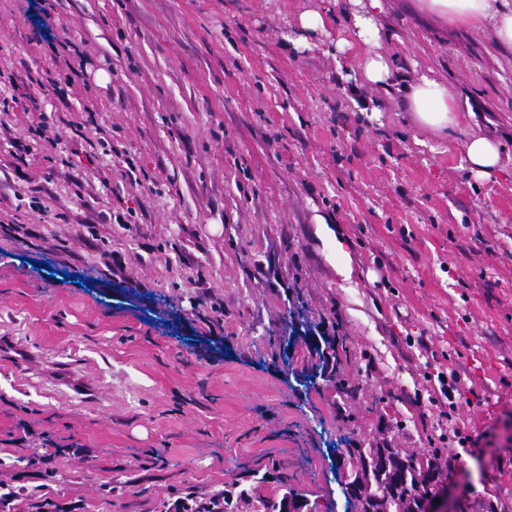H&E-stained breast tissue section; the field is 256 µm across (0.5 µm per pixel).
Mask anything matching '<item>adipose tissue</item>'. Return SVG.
<instances>
[{"label":"adipose tissue","mask_w":512,"mask_h":512,"mask_svg":"<svg viewBox=\"0 0 512 512\" xmlns=\"http://www.w3.org/2000/svg\"><path fill=\"white\" fill-rule=\"evenodd\" d=\"M351 34L365 50L358 66L364 78L385 89L400 90L412 122L436 133H446L456 123L457 106L447 85L427 73L409 80L397 76L391 61L381 50L386 34L379 24L385 0H347ZM418 9L442 20L478 25L488 30L496 46L512 52V0H417ZM503 145L483 135H471L464 144L469 171L487 177L503 167Z\"/></svg>","instance_id":"adipose-tissue-1"}]
</instances>
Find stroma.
I'll return each instance as SVG.
<instances>
[{"mask_svg": "<svg viewBox=\"0 0 512 512\" xmlns=\"http://www.w3.org/2000/svg\"><path fill=\"white\" fill-rule=\"evenodd\" d=\"M386 4L399 75L458 102L446 136L338 50L334 0H0V337L24 352H0V478L27 416L84 446L49 494L86 512L174 488L358 512L352 451L377 446L436 454L449 512H512V164L463 153L512 154V53ZM300 28L302 35L296 41L308 45V35L315 36L317 33H324L326 31V21L324 16L317 10H305L300 15ZM503 145L483 135H471L464 144L465 162L477 177H490L503 169ZM437 379L440 384V395L448 400L450 409H457V403L463 396V392L459 386L460 378L458 374L455 371H451L448 374L447 372L440 371L437 372Z\"/></svg>", "mask_w": 512, "mask_h": 512, "instance_id": "obj_1", "label": "stroma"}]
</instances>
